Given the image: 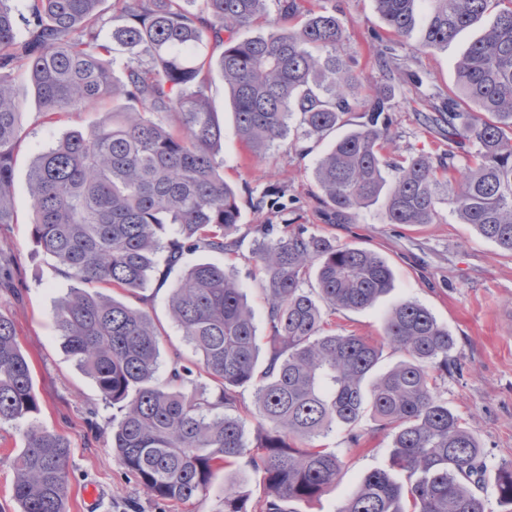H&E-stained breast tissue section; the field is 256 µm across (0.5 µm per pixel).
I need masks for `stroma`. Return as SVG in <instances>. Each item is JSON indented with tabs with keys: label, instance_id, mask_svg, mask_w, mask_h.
<instances>
[{
	"label": "stroma",
	"instance_id": "35a3bbf8",
	"mask_svg": "<svg viewBox=\"0 0 512 512\" xmlns=\"http://www.w3.org/2000/svg\"><path fill=\"white\" fill-rule=\"evenodd\" d=\"M349 35L348 56L365 77V88L381 81L373 62L386 35L375 0H330ZM481 33L480 26L461 31L448 48L432 54L420 52L416 40L397 46L405 61L403 90L394 109L393 156L435 151L437 139L419 125L417 110L433 106L434 89L455 84V63ZM16 94L23 103V142L14 162V207L18 221L0 233V253L14 263V285L0 288V312L9 315L21 346L33 368L34 388L40 403L39 419L71 443L68 460L67 512H170L166 503L151 498L116 463L110 448L113 410L102 402L95 383L61 346L54 311L71 288L54 258L44 253L31 234L32 200L28 176L37 155L72 130H89L111 101L91 104L61 121L45 120L35 93L24 81ZM207 95L224 139L218 155L224 160V176L239 193L241 219L236 233L241 241L233 261L235 277L255 314L258 335H265V297L254 277L252 244L263 224L282 231L285 221L304 225L311 233H328L338 243L366 248L380 254L393 271L392 288L371 307L340 310L331 322L337 330L363 336H379L388 310L402 301L427 308L447 327L455 341L454 360L448 372L435 381L451 410L470 423L484 454L488 470L512 460V256L495 243L459 223L450 206H443L435 224L407 227L386 223L381 204L362 209L351 220L329 223L319 199L314 170L333 143L332 137L306 140L305 154L286 146L273 148L263 161L252 159L239 141L229 95L219 72H212ZM284 194L293 210L281 215L257 210L253 203L263 195ZM212 254L193 252L168 273L166 281L151 280L127 303L146 311L159 326L161 360L157 376L166 379L175 353L190 355L180 327L169 311L171 287L188 267L212 261ZM361 449L349 447L346 434L336 431L325 443L345 461L336 485L319 499L298 501L296 512H338L344 500L368 472L390 466L391 439L363 418ZM23 440L13 424L0 425V512H17L12 496L14 471L6 457L19 453ZM245 480L252 501L265 495L261 474L244 464L216 472L207 492L179 512H220L224 488L235 477ZM96 500H89V490Z\"/></svg>",
	"mask_w": 512,
	"mask_h": 512
}]
</instances>
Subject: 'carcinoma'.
<instances>
[{
	"instance_id": "carcinoma-1",
	"label": "carcinoma",
	"mask_w": 512,
	"mask_h": 512,
	"mask_svg": "<svg viewBox=\"0 0 512 512\" xmlns=\"http://www.w3.org/2000/svg\"><path fill=\"white\" fill-rule=\"evenodd\" d=\"M105 0H30L17 17L0 0V228L17 223L14 156L22 103L14 82L33 87L45 116L58 119L110 98L123 104L86 132L71 131L36 158L28 180L32 236L73 288L54 318L62 347L91 377L112 417L115 461L173 510L207 491L212 476L241 459L264 475L254 509L238 487L224 489L221 512H296L336 482L344 461L315 440L343 430L350 446L370 415L391 437L390 470L364 475L338 512H489L486 463L473 431L430 383L448 370V329L413 301L386 314L382 336L338 333L328 316L370 307L392 284L377 253L309 234L302 224L266 239L253 259L263 273L267 335L231 271L200 262L172 286L170 314L193 360L177 353L157 378L161 350L150 315L93 284L124 292L146 287L188 252L236 253L241 209L216 148L224 128L206 95L212 69L232 99L240 142L261 161L287 139L296 147L349 124L315 169L321 201L339 218L382 202L389 224H435L443 204L463 224L512 255V0H375L393 39L379 50L383 83L362 86L345 51L348 36L328 0H275L270 28L235 34L268 13L269 0H111L123 19L112 44L99 40ZM494 13L487 32L456 63V90L444 106L416 111L448 148L388 158L394 95L402 82L395 45L420 29L419 49L448 48L464 28ZM223 45L218 59L213 48ZM129 54L115 80L110 46ZM314 276L310 283L307 277ZM405 355L374 377L383 349ZM254 391L253 407L241 399ZM30 362L14 321L0 313V425L23 424L11 460L19 512H66L71 444L37 415ZM253 424L255 442L246 436ZM498 503L512 512V460L495 476Z\"/></svg>"
}]
</instances>
